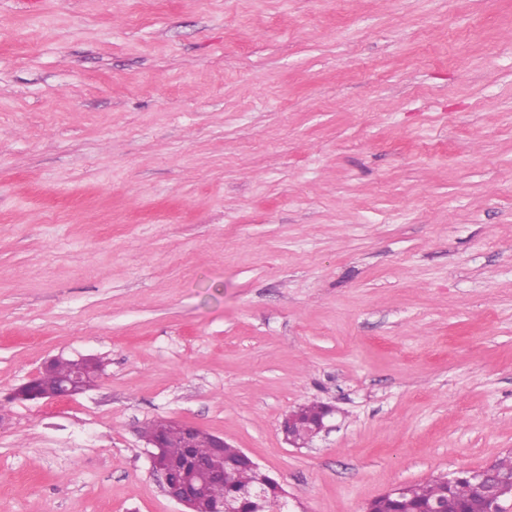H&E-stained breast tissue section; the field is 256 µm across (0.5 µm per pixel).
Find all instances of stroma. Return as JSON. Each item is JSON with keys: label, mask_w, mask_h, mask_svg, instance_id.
<instances>
[{"label": "stroma", "mask_w": 512, "mask_h": 512, "mask_svg": "<svg viewBox=\"0 0 512 512\" xmlns=\"http://www.w3.org/2000/svg\"><path fill=\"white\" fill-rule=\"evenodd\" d=\"M0 409V512H179L157 420L294 512L512 452V0H0ZM53 360L54 359L48 361L40 372L17 388L13 394V400L35 401L42 399H63L89 388L86 386L89 369L86 367L83 359L75 362L73 366L71 360ZM54 363V369L50 374L51 379L56 375L67 373L72 367L71 373L67 377L59 378L55 382L47 384V376L51 372ZM297 411L291 412L285 416L281 424V430L284 435L287 443L293 447H304L310 439H312L317 434H320L322 431H326L328 426L326 425V419L333 414V408L329 407L324 413H322L313 423H311V427L307 429L306 436L301 437L295 430V418L294 413Z\"/></svg>", "instance_id": "stroma-1"}]
</instances>
